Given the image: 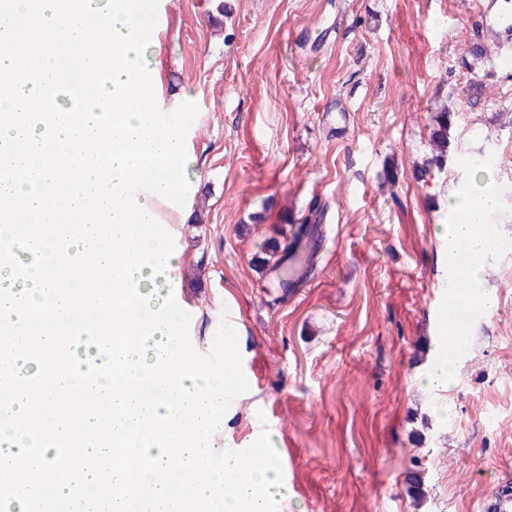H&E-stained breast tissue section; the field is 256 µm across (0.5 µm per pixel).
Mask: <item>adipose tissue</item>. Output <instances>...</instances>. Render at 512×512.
Instances as JSON below:
<instances>
[{
    "instance_id": "ef3b65f1",
    "label": "adipose tissue",
    "mask_w": 512,
    "mask_h": 512,
    "mask_svg": "<svg viewBox=\"0 0 512 512\" xmlns=\"http://www.w3.org/2000/svg\"><path fill=\"white\" fill-rule=\"evenodd\" d=\"M156 0H0V376L36 381L0 395V512H272L276 464L225 453L213 478L198 438L234 389L181 350L175 234L199 185L191 94L166 85ZM466 217L451 242L480 251L475 226L495 197L454 198ZM118 351L72 343L89 317ZM45 438L31 447L26 432ZM82 453L136 448L146 465L115 492L82 465L56 466L59 443Z\"/></svg>"
}]
</instances>
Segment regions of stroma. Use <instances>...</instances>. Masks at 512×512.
Segmentation results:
<instances>
[{
	"mask_svg": "<svg viewBox=\"0 0 512 512\" xmlns=\"http://www.w3.org/2000/svg\"><path fill=\"white\" fill-rule=\"evenodd\" d=\"M489 3L162 4L169 82L198 124L183 351L238 387L207 447L290 450L275 512H512L493 495L512 483V250L484 258L474 286L492 304L447 391L426 384L448 287L439 227L470 152L491 153L490 191L512 187V42L484 27ZM301 224L321 227L317 258L285 289L268 259ZM448 112V107H442L432 116L435 126L432 136L438 153L434 163L439 166L443 164L448 151Z\"/></svg>",
	"mask_w": 512,
	"mask_h": 512,
	"instance_id": "35a3bbf8",
	"label": "stroma"
}]
</instances>
